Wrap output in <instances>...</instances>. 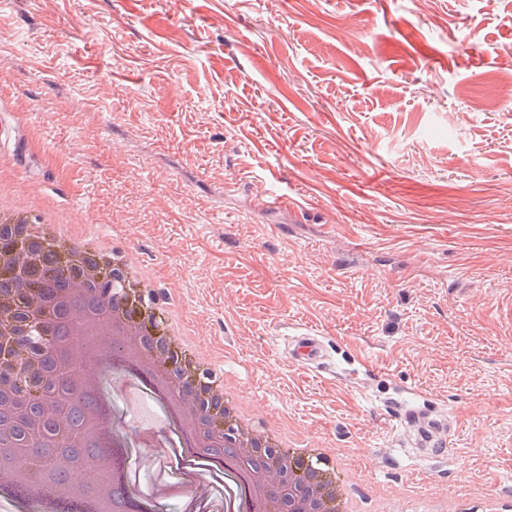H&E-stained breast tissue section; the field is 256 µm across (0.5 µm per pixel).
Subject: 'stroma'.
I'll use <instances>...</instances> for the list:
<instances>
[{
	"label": "stroma",
	"instance_id": "obj_1",
	"mask_svg": "<svg viewBox=\"0 0 512 512\" xmlns=\"http://www.w3.org/2000/svg\"><path fill=\"white\" fill-rule=\"evenodd\" d=\"M511 78L512 0H0V190L121 240L256 418L477 512L512 495ZM288 353L295 363L308 368L316 367L323 358L322 339L309 331L301 332L290 342ZM403 423L408 425L411 423L414 426L415 446L420 448L423 452H432L434 448L439 446L436 442L439 440L440 432L438 427L434 424H426L420 420V416L416 411H408L404 414Z\"/></svg>",
	"mask_w": 512,
	"mask_h": 512
}]
</instances>
